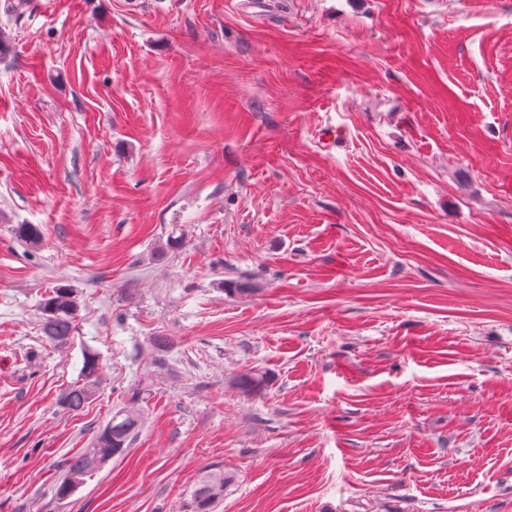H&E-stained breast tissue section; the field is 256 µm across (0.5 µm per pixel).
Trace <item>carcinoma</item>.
<instances>
[{
  "mask_svg": "<svg viewBox=\"0 0 512 512\" xmlns=\"http://www.w3.org/2000/svg\"><path fill=\"white\" fill-rule=\"evenodd\" d=\"M15 237L26 244L41 242V230L35 224H17L13 228ZM77 305L73 292L59 287L45 299L41 306L42 329L46 338L55 343L67 342L74 329ZM100 357L93 351L84 354L81 381L70 386L62 397V405L73 412L82 410L94 395L100 371ZM265 375L246 372L237 380V388L250 395L264 389ZM141 426L137 410L128 408L114 414L96 434L94 446L72 457L65 465V472L59 481L57 496L66 498L83 479L97 471L109 459L122 455L131 445ZM232 477L221 470L209 471L193 492L194 512H211L214 503L224 496V487Z\"/></svg>",
  "mask_w": 512,
  "mask_h": 512,
  "instance_id": "obj_1",
  "label": "carcinoma"
}]
</instances>
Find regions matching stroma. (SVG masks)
Returning <instances> with one entry per match:
<instances>
[{
  "instance_id": "1",
  "label": "stroma",
  "mask_w": 512,
  "mask_h": 512,
  "mask_svg": "<svg viewBox=\"0 0 512 512\" xmlns=\"http://www.w3.org/2000/svg\"><path fill=\"white\" fill-rule=\"evenodd\" d=\"M0 37V512H191L211 468L213 512H512V0H0ZM77 305L68 288H55L41 306L42 329L46 338L55 343L67 342L74 329ZM100 357L93 351L84 354L81 381L70 386L62 397V405L73 412L81 411L94 395L100 371ZM140 426V415L134 408L114 414L96 434L93 448L68 460L57 488L58 498H66L86 476L97 471L112 457L122 455L130 447ZM232 477L224 471H209L193 492L194 512H211L214 503L224 495V487Z\"/></svg>"
}]
</instances>
